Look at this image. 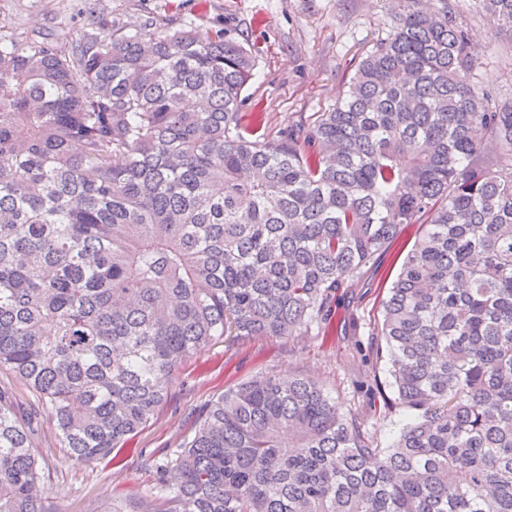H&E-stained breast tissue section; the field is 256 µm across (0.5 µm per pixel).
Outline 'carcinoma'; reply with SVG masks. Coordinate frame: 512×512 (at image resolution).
I'll return each mask as SVG.
<instances>
[{
  "mask_svg": "<svg viewBox=\"0 0 512 512\" xmlns=\"http://www.w3.org/2000/svg\"><path fill=\"white\" fill-rule=\"evenodd\" d=\"M343 97L244 131L256 54L220 28L0 42V371L79 463L124 447L224 336H328L409 226L381 301L388 447L308 375L217 395L162 494L109 512H512V98L472 84L456 0H385ZM512 31V0H470ZM497 146L494 155L484 147ZM0 392V512H58ZM0 389L8 392L16 405L26 411L38 410V402L32 391L7 372H0Z\"/></svg>",
  "mask_w": 512,
  "mask_h": 512,
  "instance_id": "carcinoma-1",
  "label": "carcinoma"
}]
</instances>
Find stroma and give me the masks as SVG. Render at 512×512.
<instances>
[{"mask_svg": "<svg viewBox=\"0 0 512 512\" xmlns=\"http://www.w3.org/2000/svg\"><path fill=\"white\" fill-rule=\"evenodd\" d=\"M104 15L127 32L146 24L157 30L192 25L199 38L219 28L258 49V66L246 89L241 124L274 137L288 127L311 124L342 97L359 60L386 21L381 0H97ZM82 0H0V26L19 38L65 42L86 25ZM475 46L477 87L512 96V33L494 31L471 0H460ZM396 252L381 257L360 279L336 291V330L329 336L225 338L187 358L175 371L170 397L115 459L82 464L58 448L47 415L33 424L31 438L42 448L50 473L49 494L61 512H109L116 492L140 495L157 482L142 452L156 460L178 450L195 429L206 403L260 373L315 377L343 410L359 418L381 446L393 442L408 419L390 409L393 390L386 363L377 359L371 329L380 301L400 268ZM376 373L385 388L370 393L364 377Z\"/></svg>", "mask_w": 512, "mask_h": 512, "instance_id": "35a3bbf8", "label": "stroma"}]
</instances>
